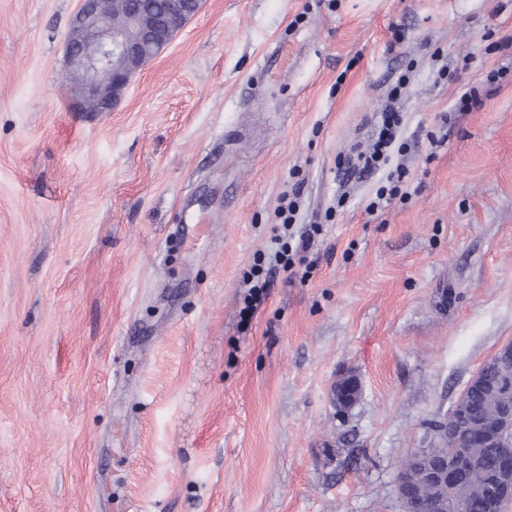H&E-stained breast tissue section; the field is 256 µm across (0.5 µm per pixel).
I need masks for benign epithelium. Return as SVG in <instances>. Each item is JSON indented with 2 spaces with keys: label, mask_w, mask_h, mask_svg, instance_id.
<instances>
[{
  "label": "benign epithelium",
  "mask_w": 512,
  "mask_h": 512,
  "mask_svg": "<svg viewBox=\"0 0 512 512\" xmlns=\"http://www.w3.org/2000/svg\"><path fill=\"white\" fill-rule=\"evenodd\" d=\"M72 31L78 39L68 38L66 57L70 68L78 75L75 96L87 112H110L120 102L132 78L141 70L139 59L148 48L165 50L174 38L169 27L144 23L138 12L128 13V23L112 25V15L100 9V0H80ZM496 366L498 377L489 394L495 398L494 410L475 426L492 439L499 438L507 447L512 445V344L501 347L484 366ZM347 379L336 382L333 400L336 410L344 412L353 400L346 396ZM463 416L460 403H455L449 416L436 427L437 448H417L410 455L412 464L402 470L396 481V493L405 512H423L417 493L429 489L447 491L448 485L466 477L472 468L470 455L455 447L457 422Z\"/></svg>",
  "instance_id": "obj_1"
}]
</instances>
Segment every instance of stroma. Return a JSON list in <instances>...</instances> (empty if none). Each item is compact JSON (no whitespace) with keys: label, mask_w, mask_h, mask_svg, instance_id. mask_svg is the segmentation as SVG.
Here are the masks:
<instances>
[{"label":"stroma","mask_w":512,"mask_h":512,"mask_svg":"<svg viewBox=\"0 0 512 512\" xmlns=\"http://www.w3.org/2000/svg\"><path fill=\"white\" fill-rule=\"evenodd\" d=\"M77 7L0 0V512H402L512 343V0H205L110 112L71 97ZM404 75L372 214L385 170L338 165ZM297 181L322 230L241 323ZM405 176L406 171L403 168H399V166L394 171H391L387 177L389 185L378 188L376 198L370 202L368 210L370 212H377L396 199L397 196H400V198L406 196L407 193L401 191V184L404 182Z\"/></svg>","instance_id":"35a3bbf8"}]
</instances>
